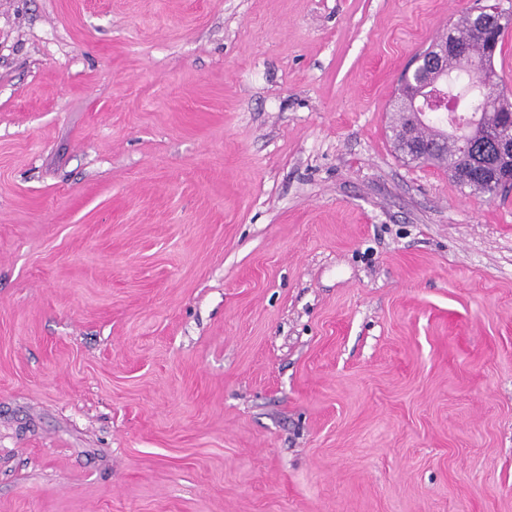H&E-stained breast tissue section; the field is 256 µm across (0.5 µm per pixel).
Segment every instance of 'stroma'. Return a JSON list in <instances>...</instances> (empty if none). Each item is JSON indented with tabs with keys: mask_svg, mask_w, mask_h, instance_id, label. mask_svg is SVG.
I'll list each match as a JSON object with an SVG mask.
<instances>
[{
	"mask_svg": "<svg viewBox=\"0 0 512 512\" xmlns=\"http://www.w3.org/2000/svg\"><path fill=\"white\" fill-rule=\"evenodd\" d=\"M487 0H0V512H512V192L390 140ZM410 119L411 117L409 112H407V109L404 106L400 105L399 108L394 109L390 130L392 133L391 140L395 151L403 159L412 161L410 157H408L398 149V146H407L411 141L410 138H407V133L409 132L408 127L410 125Z\"/></svg>",
	"mask_w": 512,
	"mask_h": 512,
	"instance_id": "stroma-1",
	"label": "stroma"
}]
</instances>
